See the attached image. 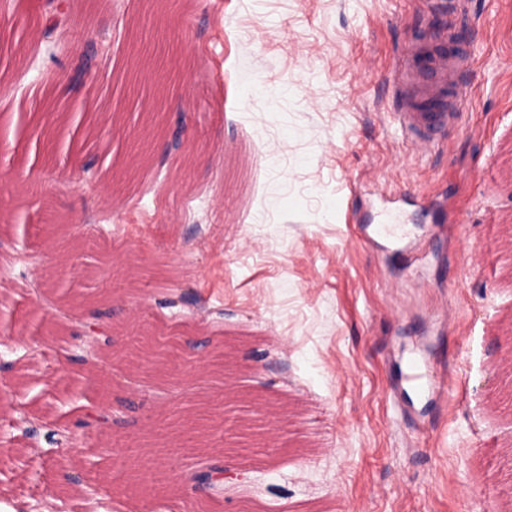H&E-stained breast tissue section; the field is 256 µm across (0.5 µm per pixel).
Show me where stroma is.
Segmentation results:
<instances>
[{
    "instance_id": "stroma-1",
    "label": "stroma",
    "mask_w": 512,
    "mask_h": 512,
    "mask_svg": "<svg viewBox=\"0 0 512 512\" xmlns=\"http://www.w3.org/2000/svg\"><path fill=\"white\" fill-rule=\"evenodd\" d=\"M185 0L155 24L143 0H71L53 29L48 0H14L0 15V315L42 309L53 334L9 332L0 378V503L20 512H472L489 472L512 512V409L497 405L493 365L512 325V0ZM190 30H183V18ZM455 23L469 51L461 122L417 158L390 124L388 75L400 47ZM168 32V66L141 64V88L110 81L133 42ZM53 29L41 41L42 29ZM91 55L98 82L69 101L78 123L46 107ZM172 85L169 110L150 90ZM185 148L170 150L176 127ZM88 167L96 186L73 174ZM387 189L413 191V253L368 248L353 224ZM185 295L168 320L159 290ZM111 327L100 357L82 360L80 315ZM172 333L190 357L178 384L116 363L127 337ZM419 350L445 391L415 402L399 388ZM241 365L212 373L223 353ZM261 374H254V367ZM109 381L108 401L133 398V422L103 427L77 466L71 497L55 461L81 444L84 395L49 393L55 368ZM237 416L278 404L266 444L225 453L216 416L198 452L168 428L169 411L206 408L222 392ZM249 468L223 498L192 494L193 461Z\"/></svg>"
}]
</instances>
